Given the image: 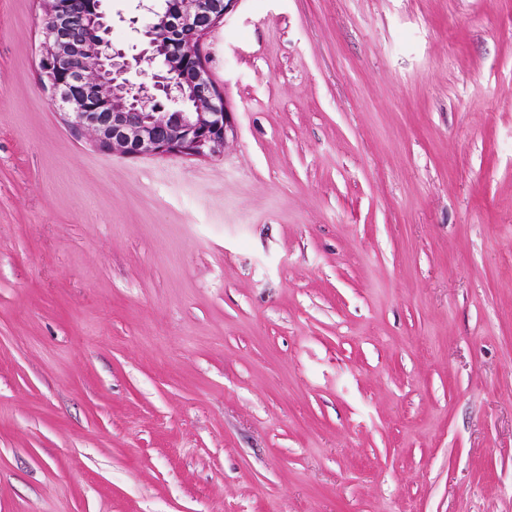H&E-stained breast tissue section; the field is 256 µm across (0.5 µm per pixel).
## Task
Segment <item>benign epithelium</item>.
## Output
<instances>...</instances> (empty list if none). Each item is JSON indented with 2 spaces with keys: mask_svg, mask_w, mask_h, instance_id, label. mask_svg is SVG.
Returning a JSON list of instances; mask_svg holds the SVG:
<instances>
[{
  "mask_svg": "<svg viewBox=\"0 0 512 512\" xmlns=\"http://www.w3.org/2000/svg\"><path fill=\"white\" fill-rule=\"evenodd\" d=\"M40 70L52 104L99 148L127 156L214 155L231 123L200 52L236 0H140L151 22L128 56L100 0H42ZM181 103L170 110L166 102Z\"/></svg>",
  "mask_w": 512,
  "mask_h": 512,
  "instance_id": "benign-epithelium-1",
  "label": "benign epithelium"
}]
</instances>
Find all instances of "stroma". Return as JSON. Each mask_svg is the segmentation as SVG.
<instances>
[{
	"label": "stroma",
	"instance_id": "1",
	"mask_svg": "<svg viewBox=\"0 0 512 512\" xmlns=\"http://www.w3.org/2000/svg\"><path fill=\"white\" fill-rule=\"evenodd\" d=\"M42 17L0 0V512H512V0H239L207 157L73 130Z\"/></svg>",
	"mask_w": 512,
	"mask_h": 512
}]
</instances>
